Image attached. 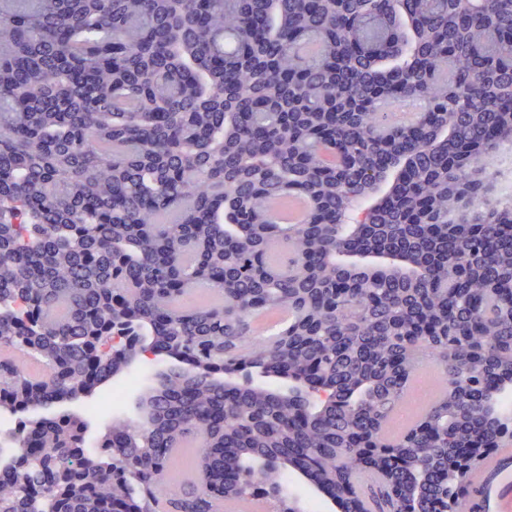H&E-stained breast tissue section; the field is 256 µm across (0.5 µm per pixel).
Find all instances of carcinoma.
Wrapping results in <instances>:
<instances>
[{
  "label": "carcinoma",
  "mask_w": 512,
  "mask_h": 512,
  "mask_svg": "<svg viewBox=\"0 0 512 512\" xmlns=\"http://www.w3.org/2000/svg\"><path fill=\"white\" fill-rule=\"evenodd\" d=\"M422 107L393 119L386 102ZM512 151V0H0V349L20 410L103 384L107 321L177 355L145 420L112 421L99 447L73 420L47 489L51 512H218L209 458L279 512L286 448L345 512H469L458 448L500 447L512 412V203L486 156ZM304 196L303 224L270 200ZM286 308L258 341L251 314ZM37 312L42 325L27 327ZM288 362L332 399L285 402L214 375ZM428 362L445 385L398 436L385 429ZM457 379L450 388L446 382ZM196 475L167 490L176 450ZM23 486L0 512H36Z\"/></svg>",
  "instance_id": "1"
}]
</instances>
